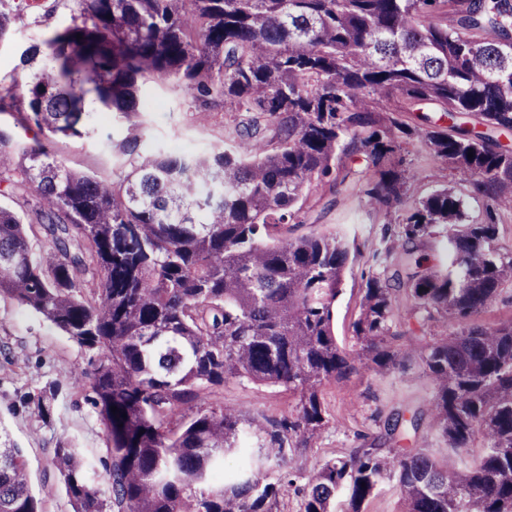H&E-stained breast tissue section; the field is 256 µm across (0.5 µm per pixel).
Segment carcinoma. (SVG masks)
Listing matches in <instances>:
<instances>
[{
	"mask_svg": "<svg viewBox=\"0 0 512 512\" xmlns=\"http://www.w3.org/2000/svg\"><path fill=\"white\" fill-rule=\"evenodd\" d=\"M66 2L70 24L0 77V112L34 132L23 142L0 130V193L25 190L33 213L26 222L0 206V296L83 355L73 384L104 422L110 466L95 486L73 449L53 450L75 512H279L293 483L288 442L327 423L321 388L410 366L432 380L448 446L479 435L485 454L459 470L423 448H359L321 467L301 512H331L343 487L351 512H364L385 480L403 512H512V320L480 321L512 286L499 232L512 212V153L495 137L512 131V0ZM19 10L0 0V42ZM142 82L244 114L237 143L141 154L132 122L126 168L110 179L56 157L57 141L89 136L103 115L152 109ZM430 105L437 122L423 113ZM415 137L464 176L468 195L438 189L398 221L414 328L396 343L394 293L371 274L349 353L333 330L347 247L278 228L300 223L305 190L337 179L344 156H363L371 205L398 206L415 173L392 158ZM470 199L483 204L479 222H466ZM440 228L452 259L431 271L407 245ZM232 378L288 391L295 417L201 404ZM245 439L246 462L213 484ZM0 512H43L22 450L1 431Z\"/></svg>",
	"mask_w": 512,
	"mask_h": 512,
	"instance_id": "carcinoma-1",
	"label": "carcinoma"
}]
</instances>
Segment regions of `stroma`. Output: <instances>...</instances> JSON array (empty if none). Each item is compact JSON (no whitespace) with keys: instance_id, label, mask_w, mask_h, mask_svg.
Listing matches in <instances>:
<instances>
[{"instance_id":"35a3bbf8","label":"stroma","mask_w":512,"mask_h":512,"mask_svg":"<svg viewBox=\"0 0 512 512\" xmlns=\"http://www.w3.org/2000/svg\"><path fill=\"white\" fill-rule=\"evenodd\" d=\"M69 22L70 13L60 0H39L37 7L16 14L12 40L0 43V75L18 64L21 47ZM141 93L155 102L151 111L135 116L145 131L141 152L171 147L205 152L229 147L227 133L235 125L234 113L220 108L203 110L177 90L150 82L142 85ZM102 124L103 132L91 137L58 142L57 158L71 169L111 176L121 157L110 145L124 138L128 123L106 118ZM407 160L415 177L407 185L404 208L443 186L465 192L462 177L440 166L422 142L410 145ZM359 169L351 159H342L339 170L346 173L345 182L313 187L303 200L300 224L288 228L292 236L336 235L349 249V265L334 305L333 329L340 347L350 353L358 348L352 324L360 312L367 276L378 271L394 285L405 279L398 264L381 270L374 265L375 250L389 248L397 253L402 241L388 231L396 213L369 204ZM81 362L76 346L50 322L9 298H0V427L21 448L44 512H73L63 481L50 464L57 445L75 449L91 482H102L105 477V426L71 381ZM39 395L52 400L49 420H41L22 405L24 398ZM432 395L431 381L415 368L383 375L361 371L343 383L325 385L322 399L329 422L308 444L294 450L293 485L280 502V512H300L304 489L327 461L349 457L355 449L373 443L386 448H423L439 458L450 456L460 469L471 465L485 450L483 439L475 438L466 450L451 453L433 424ZM210 400L262 421L293 417L296 405L284 389L235 379L216 389ZM402 413L418 415L417 430L388 434L387 422Z\"/></svg>"}]
</instances>
